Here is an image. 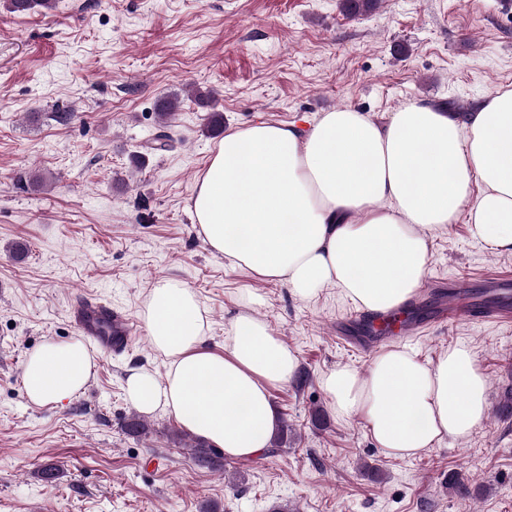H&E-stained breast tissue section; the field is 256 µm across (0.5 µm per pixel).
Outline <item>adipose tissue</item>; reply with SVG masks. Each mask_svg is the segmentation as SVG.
Returning a JSON list of instances; mask_svg holds the SVG:
<instances>
[{
    "mask_svg": "<svg viewBox=\"0 0 512 512\" xmlns=\"http://www.w3.org/2000/svg\"><path fill=\"white\" fill-rule=\"evenodd\" d=\"M483 190L470 202L473 182ZM190 211L208 249L306 300L333 286L358 308L397 309L421 288L429 234L468 212L472 235L512 253V89L488 93L464 119L414 101L383 125L349 107L308 126L259 123L227 131L196 184ZM245 293L223 351L207 345L196 292L158 280L139 312L164 379L129 369L126 400L145 415L172 413L190 433L248 459L278 426L274 386L290 382L296 352L254 316ZM96 363L78 339L49 340L22 365L24 393L56 406L81 392ZM337 418H362L384 451L406 457L484 422L488 384L473 351L422 362L389 347L367 370L339 365L321 377Z\"/></svg>",
    "mask_w": 512,
    "mask_h": 512,
    "instance_id": "adipose-tissue-1",
    "label": "adipose tissue"
}]
</instances>
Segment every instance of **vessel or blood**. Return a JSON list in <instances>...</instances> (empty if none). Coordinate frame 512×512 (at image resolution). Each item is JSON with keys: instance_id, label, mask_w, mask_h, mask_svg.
Listing matches in <instances>:
<instances>
[{"instance_id": "obj_1", "label": "vessel or blood", "mask_w": 512, "mask_h": 512, "mask_svg": "<svg viewBox=\"0 0 512 512\" xmlns=\"http://www.w3.org/2000/svg\"><path fill=\"white\" fill-rule=\"evenodd\" d=\"M467 305L465 293H452L434 320L438 323L446 322L464 313ZM69 315L76 329L94 348L110 354L122 353L127 348L130 342L129 324L110 305L93 297L78 296L71 303ZM364 325L368 330L389 335L393 340L405 339L420 328L414 320L388 313L367 315Z\"/></svg>"}]
</instances>
